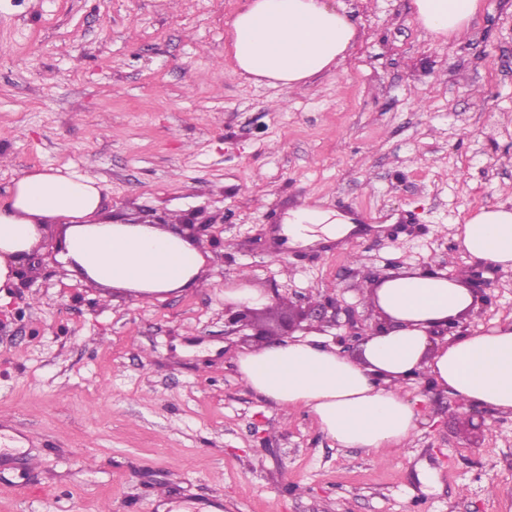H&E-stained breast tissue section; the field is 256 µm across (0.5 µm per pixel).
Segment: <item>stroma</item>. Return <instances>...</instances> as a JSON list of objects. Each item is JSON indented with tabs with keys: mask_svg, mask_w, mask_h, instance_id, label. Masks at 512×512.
<instances>
[{
	"mask_svg": "<svg viewBox=\"0 0 512 512\" xmlns=\"http://www.w3.org/2000/svg\"><path fill=\"white\" fill-rule=\"evenodd\" d=\"M244 0H0V205L18 173L103 189L104 220L216 222L206 286L151 300L99 288L47 242L0 298V512H512V414L462 409L425 383L408 446L342 448L308 410L252 392L224 291L244 283L306 310L325 297L378 323L364 290L409 268L472 265L454 239L512 200V0H482L440 40L414 0H329L357 36L337 71L295 92L240 76L229 23ZM309 203L359 223L292 246ZM462 321L512 323V273Z\"/></svg>",
	"mask_w": 512,
	"mask_h": 512,
	"instance_id": "35a3bbf8",
	"label": "stroma"
}]
</instances>
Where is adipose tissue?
Wrapping results in <instances>:
<instances>
[{
    "instance_id": "ef3b65f1",
    "label": "adipose tissue",
    "mask_w": 512,
    "mask_h": 512,
    "mask_svg": "<svg viewBox=\"0 0 512 512\" xmlns=\"http://www.w3.org/2000/svg\"><path fill=\"white\" fill-rule=\"evenodd\" d=\"M421 25L437 37L462 35L480 0H414ZM238 72L288 90L331 71L346 57L356 31L326 0H248L230 23ZM0 208V288L21 276L20 260L36 244L61 234L59 257L95 284L140 299L196 287L204 258L191 241L152 224L102 223L100 185L81 175L23 173ZM63 227H56V220ZM349 217L310 205L292 211L285 232L309 245L319 237L344 239ZM460 246L475 260L512 269V206L480 208L459 226ZM390 324L367 337L357 355L296 336L238 354L244 383L276 406L302 407L343 448L377 453L406 445L418 412L402 391L421 379L444 388L467 408L512 413V324L446 339L432 326L463 318L477 298L467 277L440 270H402L368 292Z\"/></svg>"
}]
</instances>
